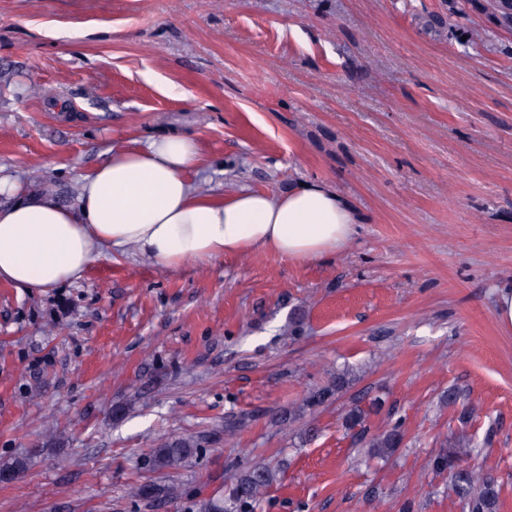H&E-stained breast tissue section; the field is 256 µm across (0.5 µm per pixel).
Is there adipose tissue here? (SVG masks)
<instances>
[{
	"label": "adipose tissue",
	"mask_w": 512,
	"mask_h": 512,
	"mask_svg": "<svg viewBox=\"0 0 512 512\" xmlns=\"http://www.w3.org/2000/svg\"><path fill=\"white\" fill-rule=\"evenodd\" d=\"M201 162L180 133L113 148L84 176L74 206L0 177V282L46 290L81 280L98 256L165 270L263 251L296 262L340 250L363 218L330 185L308 181L271 194L246 187L204 192L189 179Z\"/></svg>",
	"instance_id": "ef3b65f1"
}]
</instances>
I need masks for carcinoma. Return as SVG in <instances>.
<instances>
[{"label": "carcinoma", "mask_w": 512, "mask_h": 512, "mask_svg": "<svg viewBox=\"0 0 512 512\" xmlns=\"http://www.w3.org/2000/svg\"><path fill=\"white\" fill-rule=\"evenodd\" d=\"M486 8L498 24L512 30V0H486ZM341 388V381L311 393L300 410H311L329 401ZM404 431L400 423H394L388 430L375 437L371 447L380 456L388 455L401 447ZM197 453L196 443L189 437L165 440L154 448L152 466L157 470L172 469L193 458ZM464 453L452 448L446 454L436 456L431 469L437 473H448L456 495L461 499L466 512H495L499 489L495 482L481 475L473 468L462 465ZM276 481V473L258 466L248 471L228 469L224 473V501H207L201 505V512H254L255 506ZM163 493L169 497L175 494L172 486L158 488L153 485L134 483L129 487L133 497L144 498Z\"/></svg>", "instance_id": "obj_1"}]
</instances>
